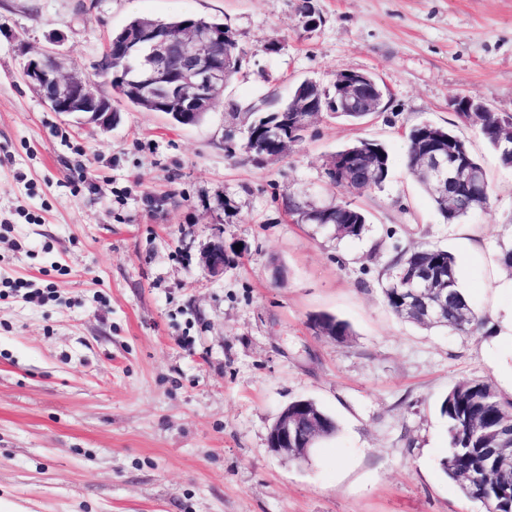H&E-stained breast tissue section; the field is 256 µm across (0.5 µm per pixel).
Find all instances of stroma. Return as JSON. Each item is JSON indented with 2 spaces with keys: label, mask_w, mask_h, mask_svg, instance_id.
I'll return each mask as SVG.
<instances>
[{
  "label": "stroma",
  "mask_w": 512,
  "mask_h": 512,
  "mask_svg": "<svg viewBox=\"0 0 512 512\" xmlns=\"http://www.w3.org/2000/svg\"><path fill=\"white\" fill-rule=\"evenodd\" d=\"M319 22L305 28L304 4ZM228 25L241 67L206 119L118 102L107 130L53 112L30 57L112 96L96 64L135 17ZM279 49L267 51L270 40ZM373 73L383 109L323 117L282 160L228 157L238 103L287 98L311 78ZM465 94L512 114V0H0V502L12 512H485L440 470L439 407L482 378L512 398V168L461 123ZM428 122L465 139L489 207L450 223L409 174L403 133ZM369 139L389 154L380 188L351 195L368 219L336 241L284 201L340 191L328 158ZM240 250L210 276L208 245ZM436 245L482 316L475 333L426 330L385 305L396 250ZM347 321L345 341L311 315ZM316 401L338 430L304 461L270 452L282 409Z\"/></svg>",
  "instance_id": "1"
}]
</instances>
